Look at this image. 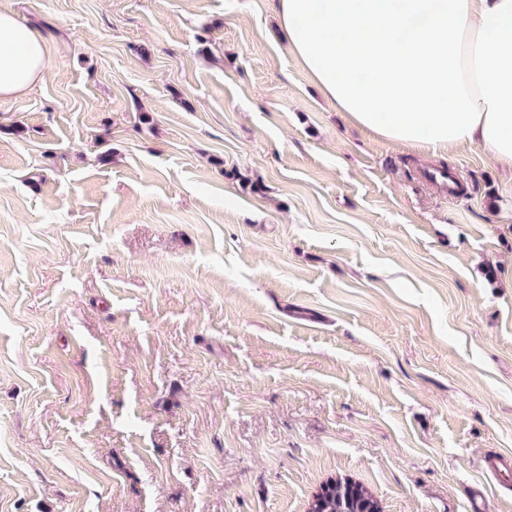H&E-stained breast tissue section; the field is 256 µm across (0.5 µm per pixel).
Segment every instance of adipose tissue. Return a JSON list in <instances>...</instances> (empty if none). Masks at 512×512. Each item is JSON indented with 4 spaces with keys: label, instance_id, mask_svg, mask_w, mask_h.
Returning <instances> with one entry per match:
<instances>
[{
    "label": "adipose tissue",
    "instance_id": "ef3b65f1",
    "mask_svg": "<svg viewBox=\"0 0 512 512\" xmlns=\"http://www.w3.org/2000/svg\"><path fill=\"white\" fill-rule=\"evenodd\" d=\"M289 52L374 135L512 165V0H278ZM41 32L0 10V99L44 75Z\"/></svg>",
    "mask_w": 512,
    "mask_h": 512
}]
</instances>
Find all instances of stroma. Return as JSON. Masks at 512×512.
I'll use <instances>...</instances> for the list:
<instances>
[{
	"label": "stroma",
	"mask_w": 512,
	"mask_h": 512,
	"mask_svg": "<svg viewBox=\"0 0 512 512\" xmlns=\"http://www.w3.org/2000/svg\"><path fill=\"white\" fill-rule=\"evenodd\" d=\"M0 512H512V168L373 136L277 0H0ZM447 167L464 193L438 191ZM48 46L41 32L0 10V99L19 96L44 75ZM345 485L336 483L324 498L322 510L315 512H381L378 501L366 487Z\"/></svg>",
	"instance_id": "35a3bbf8"
}]
</instances>
